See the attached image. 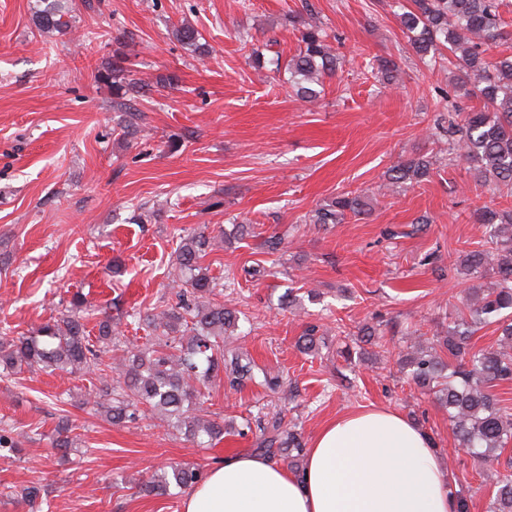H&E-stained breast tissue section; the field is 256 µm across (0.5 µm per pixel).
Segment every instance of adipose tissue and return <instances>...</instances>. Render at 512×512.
<instances>
[{"instance_id":"adipose-tissue-1","label":"adipose tissue","mask_w":512,"mask_h":512,"mask_svg":"<svg viewBox=\"0 0 512 512\" xmlns=\"http://www.w3.org/2000/svg\"><path fill=\"white\" fill-rule=\"evenodd\" d=\"M450 485L427 433L370 408L321 429L303 478L261 455H229L192 488L183 512H454Z\"/></svg>"}]
</instances>
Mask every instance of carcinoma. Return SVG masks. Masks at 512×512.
<instances>
[{
    "mask_svg": "<svg viewBox=\"0 0 512 512\" xmlns=\"http://www.w3.org/2000/svg\"><path fill=\"white\" fill-rule=\"evenodd\" d=\"M400 13L402 27L420 60L430 65L440 48L448 49V65L457 70L461 86L473 85L483 100L478 111L448 113V150L472 164L474 177L483 183L512 188V56L492 50L512 40L500 16L503 0H411ZM68 7L51 0L37 16L43 33L67 35L72 30ZM299 32V51L286 63L251 53L253 67L275 66L288 73L298 98H319L315 84L336 74L340 65L328 34L314 16L293 20ZM127 57L121 52L96 75L126 94ZM432 162L422 155L390 170L391 184L419 182L430 177ZM369 212L365 194L342 193L316 209L311 224H339L347 217ZM486 238L481 247L457 256L454 265L476 278L491 277L488 288H470V302L448 321L445 335L432 346L417 342L400 356L413 383L432 395L448 411V421L459 444L473 460L486 464L512 443V414L500 405L492 388L512 381V206L485 207L478 214ZM210 239L202 233L181 237L176 264L181 277L173 280L177 302L158 313H137L133 321L148 329L146 343L136 348L113 340L112 313L95 311L75 293L59 319L49 321L27 336H0V371L19 373L24 368L99 373V392L93 404L113 424L132 423L150 412L176 428L185 440L205 448L224 438V422L197 414V403L214 374L224 369L230 384L251 374L241 363L240 348L224 349V342L240 339L238 311L213 300L218 283L201 264ZM99 315L98 336L87 331L86 320ZM496 324L494 344L478 348L473 336L483 326ZM307 355L319 352L315 328L299 340ZM447 358H442V354ZM256 450L271 460L288 461L299 469L304 443L295 427L274 414L258 422ZM66 421L57 425L54 448L67 452L73 445ZM202 480L193 465L171 462L139 482L145 495H166L190 489ZM493 488L488 512H512V465L503 470L484 469Z\"/></svg>",
    "mask_w": 512,
    "mask_h": 512,
    "instance_id": "obj_1",
    "label": "carcinoma"
}]
</instances>
